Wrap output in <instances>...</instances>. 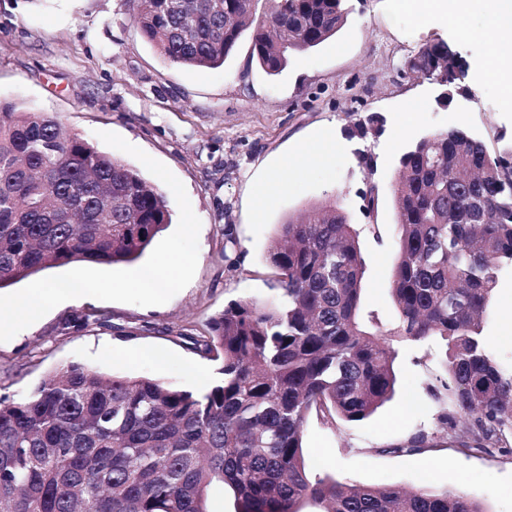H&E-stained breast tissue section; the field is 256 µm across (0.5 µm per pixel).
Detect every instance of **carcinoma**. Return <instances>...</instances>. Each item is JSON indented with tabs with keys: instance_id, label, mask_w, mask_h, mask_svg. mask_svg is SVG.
I'll use <instances>...</instances> for the list:
<instances>
[{
	"instance_id": "1",
	"label": "carcinoma",
	"mask_w": 512,
	"mask_h": 512,
	"mask_svg": "<svg viewBox=\"0 0 512 512\" xmlns=\"http://www.w3.org/2000/svg\"><path fill=\"white\" fill-rule=\"evenodd\" d=\"M344 0H126L170 63L214 69L253 27L251 56L270 74L345 24ZM445 43L410 60H455ZM381 129L370 116L352 132ZM395 188L397 256L387 335L436 338L428 393L438 422H467V451L512 435V359L485 335L499 273L512 268V143L495 155L462 127L414 142ZM172 213L136 169L69 135L52 116L0 102V290L56 266L136 262ZM279 301L233 302L210 318L204 352L219 381L194 393L150 377L71 363L30 395L0 399V512H209L232 489L237 512H484L464 493L371 487L314 476L305 424L370 417L394 393L395 349L361 321L364 260L336 201L279 225L268 247ZM208 508L211 512H235V502L232 491L224 486V489L214 487L208 495Z\"/></svg>"
}]
</instances>
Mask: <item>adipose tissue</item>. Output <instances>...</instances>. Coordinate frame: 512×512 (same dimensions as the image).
Masks as SVG:
<instances>
[{
	"label": "adipose tissue",
	"mask_w": 512,
	"mask_h": 512,
	"mask_svg": "<svg viewBox=\"0 0 512 512\" xmlns=\"http://www.w3.org/2000/svg\"><path fill=\"white\" fill-rule=\"evenodd\" d=\"M409 4L421 17L442 20L459 31L473 10L483 9L500 36L489 67L502 93L512 98V0H409Z\"/></svg>",
	"instance_id": "adipose-tissue-1"
}]
</instances>
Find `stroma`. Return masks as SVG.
<instances>
[{
	"instance_id": "35a3bbf8",
	"label": "stroma",
	"mask_w": 512,
	"mask_h": 512,
	"mask_svg": "<svg viewBox=\"0 0 512 512\" xmlns=\"http://www.w3.org/2000/svg\"><path fill=\"white\" fill-rule=\"evenodd\" d=\"M347 6V22L335 37L272 75L251 58L247 33L223 67L182 68L142 36L126 0H0V101L51 113L96 146L100 132L119 134L172 171L201 221L195 275L167 303L73 299L0 342V397L25 396L72 362L208 390L219 367L198 344L208 320L235 301L276 302L266 254L278 224L331 199L359 234L364 313L385 325L395 319L390 281L401 155L420 138L456 126L497 153L512 141V99L487 73L493 44L484 11L466 19L476 35L465 39L445 22L419 18L403 0H347ZM442 40L456 45L467 66L446 105L435 84L408 68L420 46ZM413 101L421 112L395 134ZM371 115L382 119V133L351 135L354 123ZM321 133L335 140V150L304 160L305 146ZM366 156L372 167L363 164ZM289 161L299 162V174L257 209V189ZM372 187L378 192L373 221L362 200ZM492 307L497 314L487 334L498 351L512 354L505 331L512 323L511 271L500 275ZM88 314L95 322L85 323ZM438 348L434 339L396 344V393L370 418L329 425L310 417L306 465L339 481L448 487L476 498L486 512H512V454L459 452L456 435L438 425V406L427 392ZM419 432L427 435V448L391 453Z\"/></svg>"
}]
</instances>
